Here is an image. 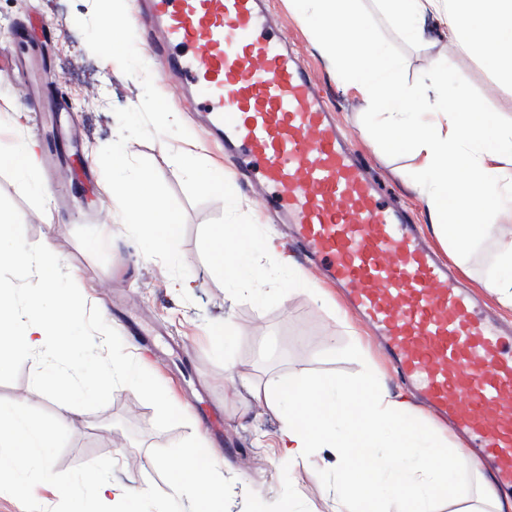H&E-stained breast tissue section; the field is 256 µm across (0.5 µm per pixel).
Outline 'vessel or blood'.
I'll use <instances>...</instances> for the list:
<instances>
[{
	"label": "vessel or blood",
	"mask_w": 512,
	"mask_h": 512,
	"mask_svg": "<svg viewBox=\"0 0 512 512\" xmlns=\"http://www.w3.org/2000/svg\"><path fill=\"white\" fill-rule=\"evenodd\" d=\"M152 15L199 107L257 172L260 207L287 214L294 241L344 288L402 382L512 491V336L389 206L262 0H153Z\"/></svg>",
	"instance_id": "obj_1"
}]
</instances>
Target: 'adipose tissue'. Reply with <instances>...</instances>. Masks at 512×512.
Wrapping results in <instances>:
<instances>
[{"instance_id":"obj_1","label":"adipose tissue","mask_w":512,"mask_h":512,"mask_svg":"<svg viewBox=\"0 0 512 512\" xmlns=\"http://www.w3.org/2000/svg\"><path fill=\"white\" fill-rule=\"evenodd\" d=\"M305 14L315 35L342 77L381 118L380 142L389 149H409L419 160L420 194L427 204L429 227L456 254L483 239L497 242L487 289L499 304L512 309V225L486 224L479 212L512 197V130L478 111L466 94L454 105L438 103L426 114L414 107V93L400 79L399 62L374 50L353 53V42L365 40L359 25L358 0H290ZM401 33L417 40L418 17L427 8L441 15L451 43L482 47L512 45V0H385ZM213 268L235 288H247L261 273L252 260L249 224L212 225ZM254 395L283 415L281 446L289 461H307L323 450L336 459L334 495L344 496L365 481L387 483L403 501V512H436L438 499L456 496L448 473V444L411 424L412 405L380 384L375 371L354 381L333 377L278 376ZM390 440L392 454L384 464L357 465L363 449ZM54 435L24 412L0 405V481H15L35 492L48 466L47 448ZM204 437L182 449L180 467L170 473L174 491L187 494L193 512H223L224 488L206 478L200 450Z\"/></svg>"}]
</instances>
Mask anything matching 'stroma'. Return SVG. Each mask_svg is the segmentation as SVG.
Instances as JSON below:
<instances>
[{"label": "stroma", "instance_id": "1", "mask_svg": "<svg viewBox=\"0 0 512 512\" xmlns=\"http://www.w3.org/2000/svg\"><path fill=\"white\" fill-rule=\"evenodd\" d=\"M148 5L149 0H135L130 15L137 49L190 136L132 140L127 151L154 164L185 212L180 245L189 270L185 283L172 279L161 261L143 256L107 191L99 151L118 136L115 109L137 106L143 89L138 78L88 49L75 20L90 15L92 0H0V57L14 60L12 68L0 70V151L22 139L37 141L38 130H50L59 105H66L80 154L62 156L56 171L78 170L83 181L79 188L67 185L59 201L45 168H37L30 186L11 167L0 165V193L19 209L27 241L46 245L61 259L87 304L99 308L126 351L164 386L188 422L157 430L153 407L133 390L117 388L104 408L71 413L49 451L51 467L38 497L0 486V512H67L71 494L82 488L81 474L91 468L131 488L130 512H187V501L173 495L161 465L176 463L184 444L197 436L216 449L213 462L224 478L227 512H251L256 500L264 501L268 512H284L289 504L295 512H359L368 497L379 512H399L400 501L380 483L334 499L331 453L289 464L277 445L279 415L248 391L251 384L286 372L352 379L368 367L379 372L391 394H400L401 388L369 332L334 288L289 286L277 257L261 250L254 260L267 280L257 288L230 293L212 269L208 231L214 224L253 225L258 239H278L292 267L302 262L291 252L285 225L259 210L247 177L225 156L204 113L194 110L189 88L170 70L168 54L152 49L153 32L141 22ZM265 7L308 67L337 125L368 158L373 176L418 225L427 224L425 202L413 186L416 161L410 151L377 147L370 105L338 78L288 0H266ZM359 10L363 30L399 61L408 87L425 91L426 75L441 69L447 82L440 90L426 91L428 101H452L464 90L479 111L495 113L501 126L512 128V80L496 69L489 54L449 43L434 16L425 18L424 40L410 41L383 0H360ZM187 152L199 155L207 186H200L182 165ZM225 183L234 186L229 205L215 191ZM104 224L112 227L107 247L100 243ZM494 254V242L485 240L470 256L452 263L461 284L474 291L486 310L512 324V311L484 286ZM226 321L233 334L216 345L209 331ZM34 369V361H26L14 383L0 384V404L49 423L58 406L33 388ZM448 468L461 495L439 499L437 512H472L479 505L481 469L462 448L449 455Z\"/></svg>", "mask_w": 512, "mask_h": 512}]
</instances>
